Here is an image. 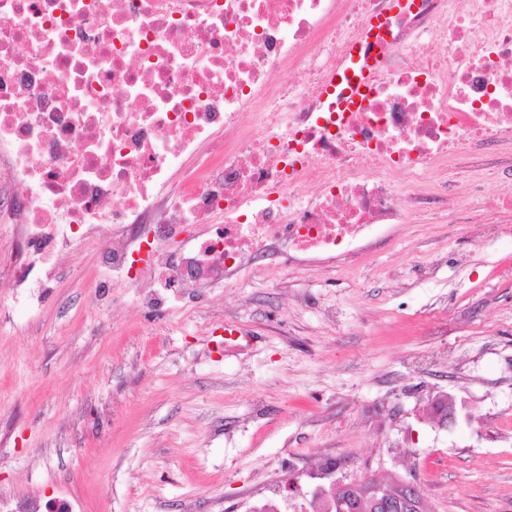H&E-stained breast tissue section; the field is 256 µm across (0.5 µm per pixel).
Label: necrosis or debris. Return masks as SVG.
I'll return each mask as SVG.
<instances>
[{"label": "necrosis or debris", "instance_id": "4bbe7bcc", "mask_svg": "<svg viewBox=\"0 0 512 512\" xmlns=\"http://www.w3.org/2000/svg\"><path fill=\"white\" fill-rule=\"evenodd\" d=\"M467 2L0 0L16 296L72 246L127 287L162 266L201 294L276 246L355 257L449 158L512 145V0ZM373 17L389 34L364 104L325 111L327 71Z\"/></svg>", "mask_w": 512, "mask_h": 512}]
</instances>
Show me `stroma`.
I'll return each instance as SVG.
<instances>
[{
    "mask_svg": "<svg viewBox=\"0 0 512 512\" xmlns=\"http://www.w3.org/2000/svg\"><path fill=\"white\" fill-rule=\"evenodd\" d=\"M476 219L411 208L359 260L269 257L157 316L82 247L14 303L0 223V512H247L288 478L310 512L363 475L512 512V218Z\"/></svg>",
    "mask_w": 512,
    "mask_h": 512,
    "instance_id": "1",
    "label": "stroma"
}]
</instances>
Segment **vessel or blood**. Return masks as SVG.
<instances>
[{
  "label": "vessel or blood",
  "instance_id": "b4317fda",
  "mask_svg": "<svg viewBox=\"0 0 512 512\" xmlns=\"http://www.w3.org/2000/svg\"><path fill=\"white\" fill-rule=\"evenodd\" d=\"M378 20H369L364 35L352 41L336 70L323 84L325 109L329 112H354L366 98L365 90L379 64L374 33Z\"/></svg>",
  "mask_w": 512,
  "mask_h": 512
}]
</instances>
